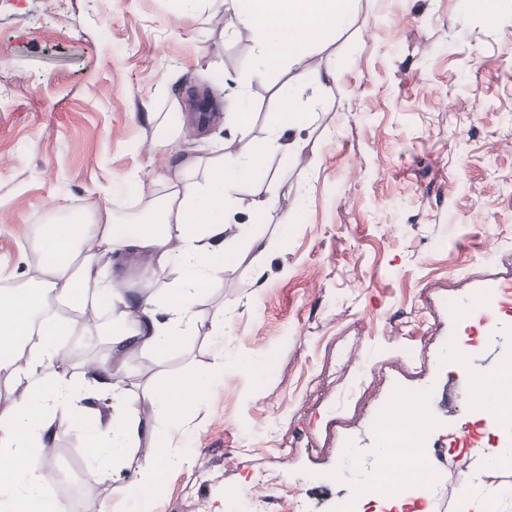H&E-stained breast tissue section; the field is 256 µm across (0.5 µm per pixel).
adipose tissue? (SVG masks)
Listing matches in <instances>:
<instances>
[{"mask_svg": "<svg viewBox=\"0 0 512 512\" xmlns=\"http://www.w3.org/2000/svg\"><path fill=\"white\" fill-rule=\"evenodd\" d=\"M357 0H233L225 27L252 32L259 60L303 59L314 55L324 33L353 13ZM286 113H275L263 150L227 151L209 158L204 172L195 163L180 167L165 182L164 193L154 183H139L142 196L157 199L148 218L121 223L111 202L96 205L89 223L49 222L33 242L41 256L34 286L0 289V375L12 398L0 409V512H70L50 486L45 462V434L56 412H65L97 456L87 469L96 482L108 480L116 465L132 466L144 482L153 484L178 461L177 449L160 445L154 456L138 458L134 449L143 430L141 407L182 422L192 413L212 382L224 373V357L216 355L206 373L170 378L151 392L132 398L122 382L113 380L112 361L97 362L92 388L68 373L55 339L64 331L93 326L100 318V298L110 294L113 349L135 346L164 355L181 344L196 327L198 294L224 271V259L237 255L240 241L252 247L263 242L250 224L224 234V212L237 188L250 181L266 159L278 152L300 154L301 138L292 134ZM146 257L145 282L168 269L178 278L162 300L144 297L127 301L113 288L112 267L125 256ZM112 398V414L89 422L90 400Z\"/></svg>", "mask_w": 512, "mask_h": 512, "instance_id": "adipose-tissue-1", "label": "adipose tissue"}]
</instances>
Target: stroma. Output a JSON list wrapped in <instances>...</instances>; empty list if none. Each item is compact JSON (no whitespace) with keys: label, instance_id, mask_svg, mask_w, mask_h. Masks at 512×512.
<instances>
[{"label":"stroma","instance_id":"1","mask_svg":"<svg viewBox=\"0 0 512 512\" xmlns=\"http://www.w3.org/2000/svg\"><path fill=\"white\" fill-rule=\"evenodd\" d=\"M173 0H0V289L32 282L38 224L84 218L110 198L140 212L135 180H155L243 141L262 145L279 88L308 67L297 156L273 155L236 194L230 224L254 222L265 251L238 258L199 297V324L151 358L131 351L132 391L207 367L216 379L187 423L142 412L136 450L157 443L182 461L158 486L136 469L69 496L71 512H226L231 494L276 470L303 512H336L355 496L357 452L373 447L374 407L397 395L436 397L457 370L442 351L470 339L451 319L479 280L512 277V11L494 27L470 0H359L311 60L254 73L249 32L230 35L224 0L177 21ZM208 85L221 112L247 105L248 133L186 125L167 152L146 113L172 112ZM278 197L275 210L257 203ZM50 462L64 481L95 450L56 413ZM443 480L512 512V467L447 461ZM140 485L137 499L125 490ZM335 488L332 496L318 495Z\"/></svg>","mask_w":512,"mask_h":512}]
</instances>
